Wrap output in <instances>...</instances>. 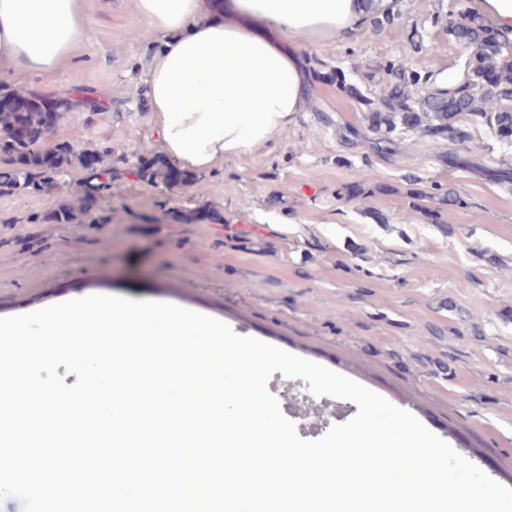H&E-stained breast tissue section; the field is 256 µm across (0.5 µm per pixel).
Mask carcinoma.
<instances>
[{
  "label": "carcinoma",
  "mask_w": 512,
  "mask_h": 512,
  "mask_svg": "<svg viewBox=\"0 0 512 512\" xmlns=\"http://www.w3.org/2000/svg\"><path fill=\"white\" fill-rule=\"evenodd\" d=\"M448 34L463 46L468 57L470 83L454 90L457 101L450 106L444 90L427 92L423 97H412L406 88L423 83V77L406 63H388L389 83L382 93L369 98L346 82L339 69L329 73L342 91L354 96L365 107V121L370 149L383 153L394 145L392 134L401 128H419L424 133L450 142H460L465 133L459 122L477 118L488 125L503 144L512 143V53L509 41L491 35L485 24L471 15L448 21ZM72 100L43 98L29 93L21 94L7 86H0V194H16L39 190L47 186L48 178L65 172L76 164L83 171L82 210L91 215L99 197L112 187V180L120 170L105 162L102 152H73L70 144L59 143L52 149L42 148L41 141L53 128ZM131 172L141 179L159 180L173 185L185 183V177L170 160L160 155L139 156ZM188 224L224 223L217 212L190 209L180 215ZM34 224H73L75 212L61 205L31 217Z\"/></svg>",
  "instance_id": "1"
}]
</instances>
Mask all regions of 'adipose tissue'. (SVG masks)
<instances>
[{"mask_svg": "<svg viewBox=\"0 0 512 512\" xmlns=\"http://www.w3.org/2000/svg\"><path fill=\"white\" fill-rule=\"evenodd\" d=\"M393 0H137L164 34L147 80L167 157L205 171L276 142L310 83L290 41L348 42ZM83 0H0V75L58 83L88 24Z\"/></svg>", "mask_w": 512, "mask_h": 512, "instance_id": "1", "label": "adipose tissue"}]
</instances>
